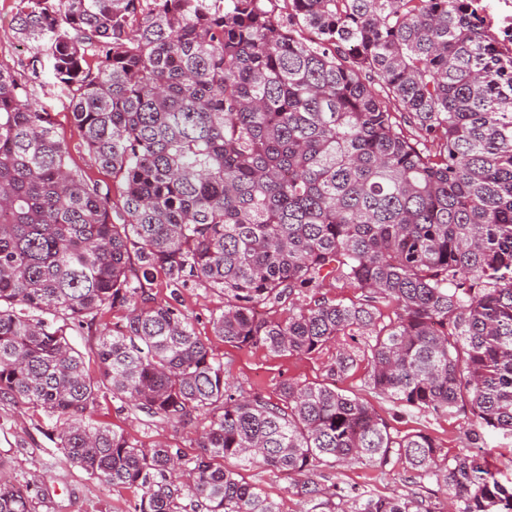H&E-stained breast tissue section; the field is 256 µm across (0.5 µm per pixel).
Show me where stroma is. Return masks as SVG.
<instances>
[{
	"instance_id": "obj_1",
	"label": "stroma",
	"mask_w": 512,
	"mask_h": 512,
	"mask_svg": "<svg viewBox=\"0 0 512 512\" xmlns=\"http://www.w3.org/2000/svg\"><path fill=\"white\" fill-rule=\"evenodd\" d=\"M32 99L37 108L52 113L57 136L69 148L71 166L101 184H111V175L95 165L80 147L79 137L63 108L52 74H45L42 84L35 86ZM223 304L217 293L201 285L183 289L179 301L180 309L192 322L197 336L223 362L227 381L261 394L274 403L278 402L280 386L285 381H327L337 347L353 344L352 337L343 336L337 346L300 356L278 355L262 347L233 348L214 335L210 323L213 311ZM366 373V365H359L348 377L337 379L336 386L370 399L381 415L389 417L395 430L404 434L418 431L430 434L448 456L479 451L498 471L503 483L512 482L511 436L488 432L478 441H469L467 434L471 420L464 413L440 417L413 413L401 418L392 417L388 404L371 397L365 388ZM98 417L144 444L177 448L189 457L198 454L197 437L206 424L202 418L187 426L150 422L130 405L113 400L108 393L100 398ZM53 424V419L43 412L0 399V464L16 482L30 485L37 492L36 512H128L133 492L92 479L67 461L46 437ZM244 476L276 500L282 512H307V504L293 492V477L259 467L245 471ZM325 476L328 482L382 496L407 493L415 488L413 477L399 468L384 472L373 466L356 464L326 471Z\"/></svg>"
}]
</instances>
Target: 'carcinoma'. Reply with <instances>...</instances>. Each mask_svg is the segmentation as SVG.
<instances>
[{"label": "carcinoma", "instance_id": "carcinoma-1", "mask_svg": "<svg viewBox=\"0 0 512 512\" xmlns=\"http://www.w3.org/2000/svg\"><path fill=\"white\" fill-rule=\"evenodd\" d=\"M14 2L33 52L21 73L0 61V397L56 416L57 447L137 493L132 512H281L252 466L300 476L309 512H512L482 456L450 458L336 387L365 361L394 417L464 412L476 436L512 435V60L476 0ZM47 69L119 199L32 105ZM157 273L175 296H224L211 322L232 347L366 340L273 403L152 301ZM327 280L360 293L297 303ZM107 309L127 314L93 377L72 333ZM105 390L150 419L205 416L200 452L95 420ZM349 463L398 464L448 503L312 479ZM0 512H35L30 486L1 477Z\"/></svg>", "mask_w": 512, "mask_h": 512}]
</instances>
